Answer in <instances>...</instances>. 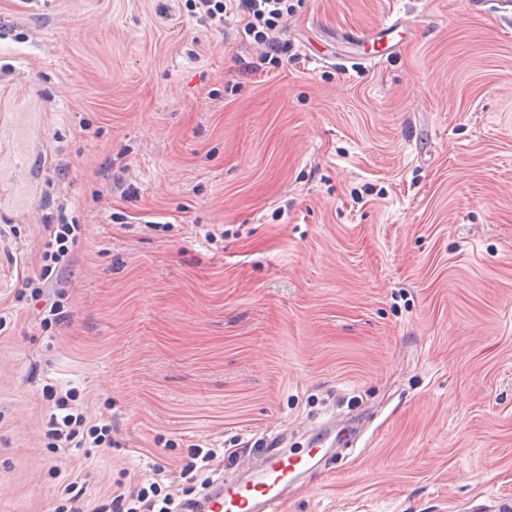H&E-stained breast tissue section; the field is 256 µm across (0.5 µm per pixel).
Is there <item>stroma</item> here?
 <instances>
[{"mask_svg":"<svg viewBox=\"0 0 512 512\" xmlns=\"http://www.w3.org/2000/svg\"><path fill=\"white\" fill-rule=\"evenodd\" d=\"M393 52L345 40L387 15ZM186 0H0V512L232 474L363 417L280 512H512V30L469 0H300L248 75ZM82 226L24 286L59 210ZM215 229L213 241L204 232ZM112 425L52 452L46 385ZM217 454V450L214 448H209L204 453L202 448H193L189 454V460L186 461L182 468V472L189 473L194 470H197L198 472L213 471V462L217 458ZM199 459L200 461H195ZM199 464L201 465L199 466Z\"/></svg>","mask_w":512,"mask_h":512,"instance_id":"obj_1","label":"stroma"}]
</instances>
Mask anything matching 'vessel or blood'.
I'll return each instance as SVG.
<instances>
[{
  "label": "vessel or blood",
  "instance_id": "obj_1",
  "mask_svg": "<svg viewBox=\"0 0 512 512\" xmlns=\"http://www.w3.org/2000/svg\"><path fill=\"white\" fill-rule=\"evenodd\" d=\"M326 440V433L318 432L302 453L287 454L280 451L277 434L268 435L251 481H213L206 496L190 505V512H279L286 489L326 464Z\"/></svg>",
  "mask_w": 512,
  "mask_h": 512
}]
</instances>
